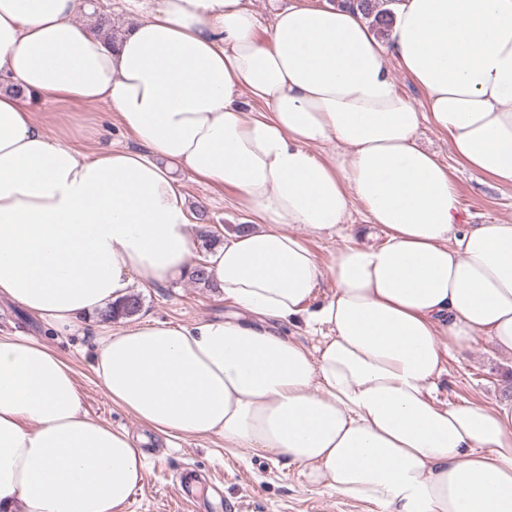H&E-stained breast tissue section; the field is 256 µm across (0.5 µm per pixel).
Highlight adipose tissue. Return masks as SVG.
<instances>
[{"mask_svg": "<svg viewBox=\"0 0 512 512\" xmlns=\"http://www.w3.org/2000/svg\"><path fill=\"white\" fill-rule=\"evenodd\" d=\"M132 3L144 18L111 42L75 21L77 0H0V298L60 336L189 276L181 164L258 219L205 257L232 312L102 331L91 368L112 402L375 512H512V398L434 396L474 335L512 353V222L461 223L447 165L417 141L429 118L461 168L512 186V0H395L383 39L324 0L265 27L246 0ZM31 98L106 103L137 146L81 155ZM328 142L342 152L314 153ZM355 204L381 244L357 240ZM309 234L337 236L328 261ZM297 323L315 348L284 334ZM146 460L88 417L58 353L0 336V512H123ZM388 67L395 79V82L402 93L409 97L413 105L420 112L426 111V97L416 86L414 81L401 69L397 60L389 56L387 58Z\"/></svg>", "mask_w": 512, "mask_h": 512, "instance_id": "adipose-tissue-1", "label": "adipose tissue"}]
</instances>
